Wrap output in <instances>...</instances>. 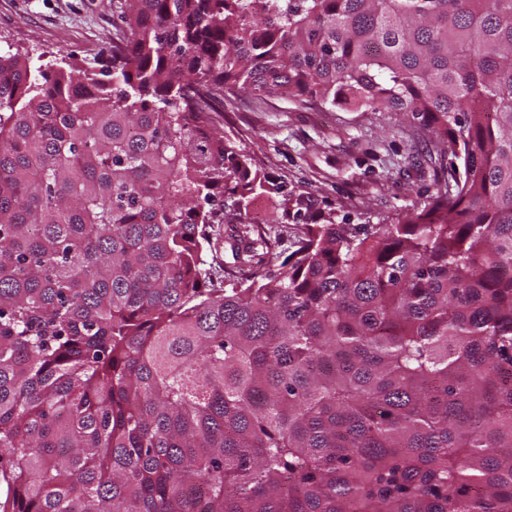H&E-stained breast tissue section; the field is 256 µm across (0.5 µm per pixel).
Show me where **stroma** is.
Segmentation results:
<instances>
[{
    "instance_id": "stroma-1",
    "label": "stroma",
    "mask_w": 512,
    "mask_h": 512,
    "mask_svg": "<svg viewBox=\"0 0 512 512\" xmlns=\"http://www.w3.org/2000/svg\"><path fill=\"white\" fill-rule=\"evenodd\" d=\"M124 10V0H0V51L52 68L66 57L95 71L129 35ZM216 119L260 169L335 210L340 223L392 221L434 190L435 146L404 112L228 91Z\"/></svg>"
}]
</instances>
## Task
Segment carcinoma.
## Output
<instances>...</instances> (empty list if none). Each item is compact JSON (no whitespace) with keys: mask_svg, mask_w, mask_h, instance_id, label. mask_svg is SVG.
I'll list each match as a JSON object with an SVG mask.
<instances>
[{"mask_svg":"<svg viewBox=\"0 0 512 512\" xmlns=\"http://www.w3.org/2000/svg\"><path fill=\"white\" fill-rule=\"evenodd\" d=\"M125 23L97 74L0 54V512H512V0ZM231 88L410 112L451 162L338 223L224 135ZM257 203H261L266 207V214L260 219H255L254 217V206ZM272 213H277L274 209L273 203H271L267 198L260 197L257 198L248 213V222H251L254 226L261 227L262 230L269 231L270 235L274 239H276L277 243L275 244V251L281 254V258H285L288 253L291 251V246L293 243V235L296 228L295 222L290 218L288 220V224H266L270 215ZM207 260L209 263H212L215 268L222 271L223 278L224 269L226 272L230 273L231 276H241L243 274V272L239 270V264L233 259L229 242L223 241V244L221 243L219 245L217 253L212 254L208 252Z\"/></svg>","mask_w":512,"mask_h":512,"instance_id":"1","label":"carcinoma"}]
</instances>
